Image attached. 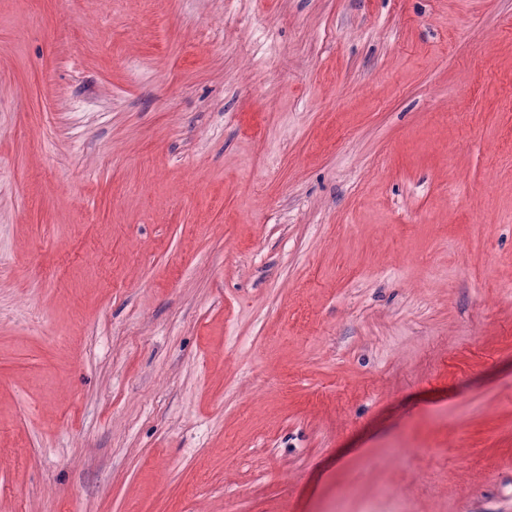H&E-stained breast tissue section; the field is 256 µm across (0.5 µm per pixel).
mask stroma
Wrapping results in <instances>:
<instances>
[{
    "label": "stroma",
    "instance_id": "1",
    "mask_svg": "<svg viewBox=\"0 0 512 512\" xmlns=\"http://www.w3.org/2000/svg\"><path fill=\"white\" fill-rule=\"evenodd\" d=\"M0 512H512V0H0Z\"/></svg>",
    "mask_w": 512,
    "mask_h": 512
}]
</instances>
